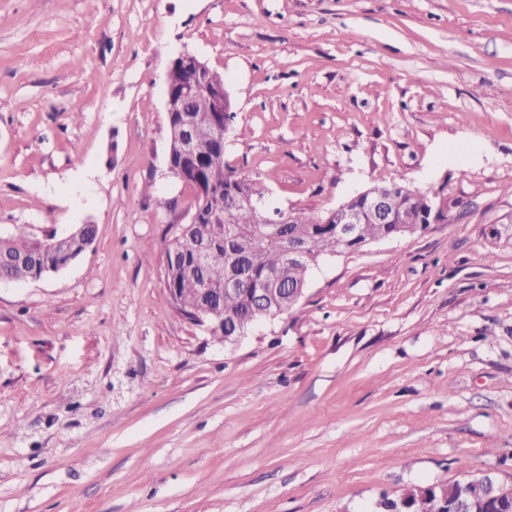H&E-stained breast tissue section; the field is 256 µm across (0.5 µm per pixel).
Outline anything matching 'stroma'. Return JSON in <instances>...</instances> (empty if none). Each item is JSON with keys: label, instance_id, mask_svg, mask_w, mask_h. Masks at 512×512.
I'll return each mask as SVG.
<instances>
[{"label": "stroma", "instance_id": "35a3bbf8", "mask_svg": "<svg viewBox=\"0 0 512 512\" xmlns=\"http://www.w3.org/2000/svg\"><path fill=\"white\" fill-rule=\"evenodd\" d=\"M224 76L270 207L374 184L421 234L325 258L236 342L173 306L164 75ZM97 228L0 285V512H374L512 482V0H0V233ZM459 482L461 489L458 481L413 485L408 489L410 494L406 490L396 499L381 501L379 506L388 512H418L423 510V506L431 507L433 502H419L420 507H416V503L412 502L410 497L434 498L435 495H442L447 504L451 503L446 512H494L512 504V485L501 482L489 472L470 473Z\"/></svg>", "mask_w": 512, "mask_h": 512}]
</instances>
